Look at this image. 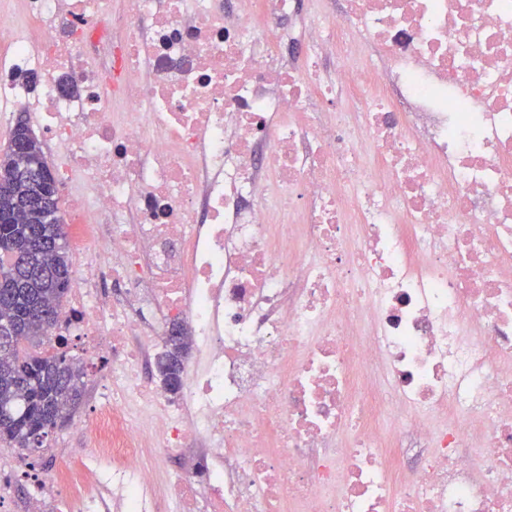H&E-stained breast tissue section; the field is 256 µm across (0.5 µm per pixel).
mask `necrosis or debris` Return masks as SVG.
Here are the masks:
<instances>
[{
	"instance_id": "necrosis-or-debris-1",
	"label": "necrosis or debris",
	"mask_w": 512,
	"mask_h": 512,
	"mask_svg": "<svg viewBox=\"0 0 512 512\" xmlns=\"http://www.w3.org/2000/svg\"><path fill=\"white\" fill-rule=\"evenodd\" d=\"M23 5L98 366L34 512H512V0ZM185 336H169V349L159 363V371L169 389L177 392L182 388L183 359L185 355Z\"/></svg>"
}]
</instances>
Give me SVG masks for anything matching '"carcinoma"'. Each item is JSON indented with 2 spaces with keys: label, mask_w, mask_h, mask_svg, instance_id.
<instances>
[{
  "label": "carcinoma",
  "mask_w": 512,
  "mask_h": 512,
  "mask_svg": "<svg viewBox=\"0 0 512 512\" xmlns=\"http://www.w3.org/2000/svg\"><path fill=\"white\" fill-rule=\"evenodd\" d=\"M17 163L0 155V327L14 333L0 342V442L30 453L42 449L49 431L70 419L84 389V372L63 352L21 353L23 342L37 345L48 336L42 308H58L71 283L66 225L59 205L32 207L27 200L37 185L16 176ZM53 213V222L44 215ZM159 371L169 389L182 388L185 337L171 336Z\"/></svg>",
  "instance_id": "cac0c4a2"
}]
</instances>
